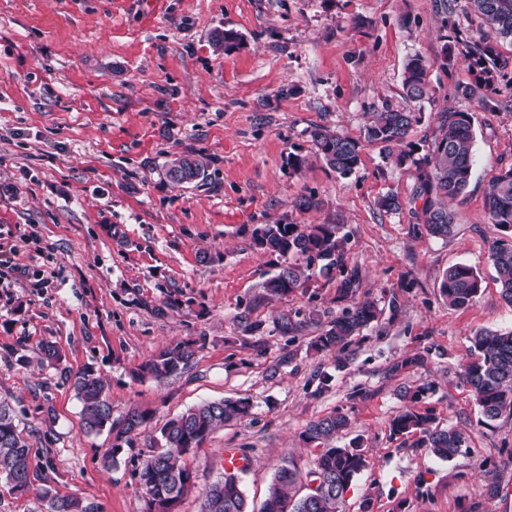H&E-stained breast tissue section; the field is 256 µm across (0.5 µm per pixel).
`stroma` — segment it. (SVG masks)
Masks as SVG:
<instances>
[{
    "instance_id": "1",
    "label": "stroma",
    "mask_w": 512,
    "mask_h": 512,
    "mask_svg": "<svg viewBox=\"0 0 512 512\" xmlns=\"http://www.w3.org/2000/svg\"><path fill=\"white\" fill-rule=\"evenodd\" d=\"M224 29L241 41L219 50L212 35ZM484 31L469 0H0V243L18 249L17 269L0 271V401L36 475L22 496L0 483V512H47L46 485L99 512H141L137 472L162 424L224 398L247 399L250 414L185 455L195 485L181 512H201L229 448L249 461L239 477L259 512L278 468L310 469L306 426L336 411L367 461L341 512H512V419L479 425L459 376L471 336L512 329L485 208L489 184L512 165V41L496 42L509 66L479 100L456 92L474 81L469 62L444 54L455 33ZM416 55L431 62L422 101L402 86ZM388 105L420 113L407 141L421 152L439 113L473 116L475 163L450 204L449 240L415 236L410 208L377 205L390 192L410 198L415 184L414 168L363 140ZM318 126L362 139L350 177L318 156ZM181 154L205 158V181L169 182L167 162ZM305 196L312 208L299 207ZM266 224H336L347 235L357 296L383 313L345 367L308 347L346 306L335 274L313 272L286 298H266L263 281L285 262L256 245ZM458 263L483 282L472 306L454 310L440 284ZM286 314L302 328L283 334ZM177 341L195 342L190 366L159 382L135 378ZM46 342L60 363L41 362ZM406 357L422 363L390 375ZM86 370L105 380L113 418L152 414L108 470L111 435L80 429L73 382ZM425 383L433 389L417 409L469 430V453L442 461L416 435H391L406 407L397 389Z\"/></svg>"
}]
</instances>
